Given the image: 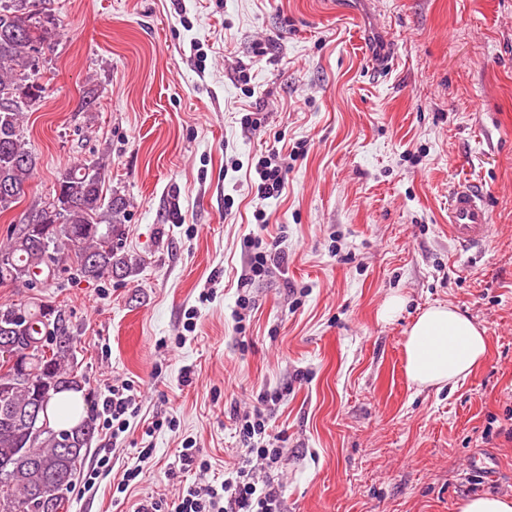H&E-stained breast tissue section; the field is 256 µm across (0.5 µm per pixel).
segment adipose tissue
I'll list each match as a JSON object with an SVG mask.
<instances>
[{
  "mask_svg": "<svg viewBox=\"0 0 512 512\" xmlns=\"http://www.w3.org/2000/svg\"><path fill=\"white\" fill-rule=\"evenodd\" d=\"M486 338L469 317L449 305L423 311L404 340L405 372L418 387H443L466 378L486 353Z\"/></svg>",
  "mask_w": 512,
  "mask_h": 512,
  "instance_id": "obj_1",
  "label": "adipose tissue"
}]
</instances>
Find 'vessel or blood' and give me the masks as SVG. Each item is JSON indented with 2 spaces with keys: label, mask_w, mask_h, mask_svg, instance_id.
Masks as SVG:
<instances>
[{
  "label": "vessel or blood",
  "mask_w": 512,
  "mask_h": 512,
  "mask_svg": "<svg viewBox=\"0 0 512 512\" xmlns=\"http://www.w3.org/2000/svg\"><path fill=\"white\" fill-rule=\"evenodd\" d=\"M448 229L459 253L481 249L493 226L482 190L471 183H460L448 198Z\"/></svg>",
  "instance_id": "vessel-or-blood-1"
}]
</instances>
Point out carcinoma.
Listing matches in <instances>:
<instances>
[{"instance_id":"obj_1","label":"carcinoma","mask_w":512,"mask_h":512,"mask_svg":"<svg viewBox=\"0 0 512 512\" xmlns=\"http://www.w3.org/2000/svg\"><path fill=\"white\" fill-rule=\"evenodd\" d=\"M59 25L51 9L30 0H0V215L20 203L37 166L24 135L23 112L44 99L46 87L36 62L50 48ZM106 164L75 163L60 172L53 193L34 204L22 222L7 229L0 243V285L22 284L31 269L40 283L70 278L97 279L125 272L129 263L116 242L126 202L106 197ZM21 338L28 362L0 360V512H41L40 504L65 503L96 432L94 415L66 432L73 451L60 452L58 434L47 415L49 402L64 390H79L74 336L62 314L41 301L0 304V332ZM42 402L45 429L29 431L34 399Z\"/></svg>"}]
</instances>
